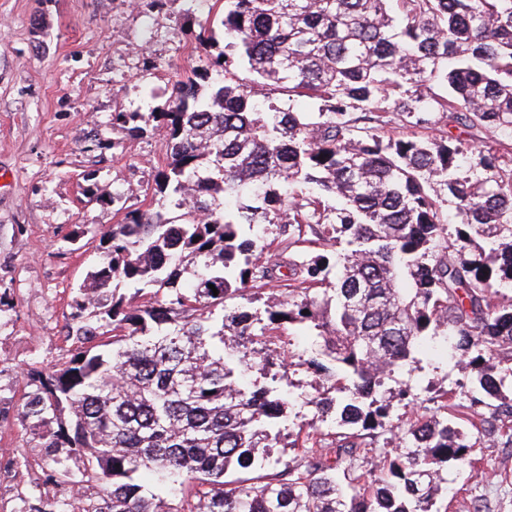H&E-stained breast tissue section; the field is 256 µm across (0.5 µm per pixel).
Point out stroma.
Segmentation results:
<instances>
[{
	"label": "stroma",
	"mask_w": 512,
	"mask_h": 512,
	"mask_svg": "<svg viewBox=\"0 0 512 512\" xmlns=\"http://www.w3.org/2000/svg\"><path fill=\"white\" fill-rule=\"evenodd\" d=\"M221 12L210 0H164L147 9L133 0H0V470L16 475L22 499L66 495L44 478L45 451L28 447L21 418L30 366H59L71 348L62 327L71 299L97 257L81 227L119 223L110 198L147 209L163 155L160 136L112 129L116 112H147L165 103L179 75L205 65L193 39L212 31L223 50ZM291 422L333 430L309 400L321 377L298 370ZM466 373L457 359L422 357L395 386L414 387L421 412L429 391L448 393L457 419ZM478 468L448 467V512H512V447L482 440Z\"/></svg>",
	"instance_id": "1"
}]
</instances>
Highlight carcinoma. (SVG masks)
<instances>
[{
	"instance_id": "cac0c4a2",
	"label": "carcinoma",
	"mask_w": 512,
	"mask_h": 512,
	"mask_svg": "<svg viewBox=\"0 0 512 512\" xmlns=\"http://www.w3.org/2000/svg\"><path fill=\"white\" fill-rule=\"evenodd\" d=\"M220 25L235 57L192 70L147 114L112 113L116 131L162 133L157 208L92 236L99 262L64 325L76 348L28 371L29 444L58 485L102 486L79 512H441L442 472L473 463L475 443L436 397L431 414L395 415L417 394L387 382L417 353L457 356L476 438L512 444V0H224ZM267 86L318 112L256 99ZM382 95L459 135L357 126ZM261 224L280 225L288 256L253 257ZM281 282L288 296L262 312L226 304ZM123 288L153 296L134 306ZM286 326L322 339L296 366L341 374L310 403L342 431H286L293 382L260 356ZM254 368L270 382H243ZM381 436L394 453L373 454ZM285 438L292 463L269 452ZM143 472L178 484L180 506L143 494ZM72 510L39 496L19 512Z\"/></svg>"
}]
</instances>
